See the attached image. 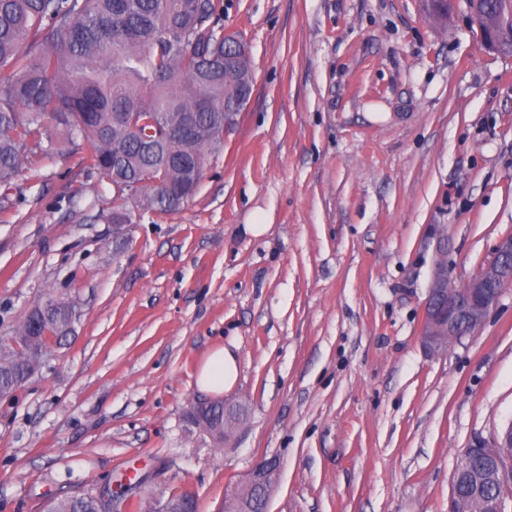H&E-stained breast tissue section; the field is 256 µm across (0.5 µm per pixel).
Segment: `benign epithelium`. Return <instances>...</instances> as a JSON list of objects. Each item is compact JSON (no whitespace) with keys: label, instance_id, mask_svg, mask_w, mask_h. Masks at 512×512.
I'll use <instances>...</instances> for the list:
<instances>
[{"label":"benign epithelium","instance_id":"1","mask_svg":"<svg viewBox=\"0 0 512 512\" xmlns=\"http://www.w3.org/2000/svg\"><path fill=\"white\" fill-rule=\"evenodd\" d=\"M436 260L431 282L424 302V319L421 340L432 356L443 355L448 342L459 340L479 330L489 314L498 305L506 286L512 283V236L502 238L492 257L479 272L462 288H455L448 279L447 250L442 238L435 237ZM485 457H509L512 455V423L502 432L494 444H477ZM472 449L464 448L457 458L452 472L448 496V512H482L484 507L473 496L461 493L463 471L460 463H469ZM279 462L271 457L257 463L224 497L220 512H239L241 497L259 487L264 500L278 478Z\"/></svg>","mask_w":512,"mask_h":512}]
</instances>
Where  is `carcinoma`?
<instances>
[{
	"mask_svg": "<svg viewBox=\"0 0 512 512\" xmlns=\"http://www.w3.org/2000/svg\"><path fill=\"white\" fill-rule=\"evenodd\" d=\"M489 17L512 0H479ZM223 0H0V186H9L46 146L81 155L85 168L135 185L113 200L171 212L194 195L207 156L224 145V113L241 93L239 66H224ZM193 119L192 131L152 143L159 130ZM90 150L83 151L84 145ZM35 305L0 342V397L35 373L72 333L74 303ZM96 492L55 498L47 512H108Z\"/></svg>",
	"mask_w": 512,
	"mask_h": 512,
	"instance_id": "cac0c4a2",
	"label": "carcinoma"
}]
</instances>
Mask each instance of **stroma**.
<instances>
[{
    "label": "stroma",
    "mask_w": 512,
    "mask_h": 512,
    "mask_svg": "<svg viewBox=\"0 0 512 512\" xmlns=\"http://www.w3.org/2000/svg\"><path fill=\"white\" fill-rule=\"evenodd\" d=\"M224 29L254 91L179 210L108 222L76 156L13 182L0 338L51 296L78 319L0 398V512L104 482L124 512L184 491L219 512L270 457L269 512H448L458 454L512 423V286L446 355L420 338L434 234L456 286L512 234V55L421 0H224ZM219 345L246 415L217 446L185 415Z\"/></svg>",
    "instance_id": "35a3bbf8"
}]
</instances>
